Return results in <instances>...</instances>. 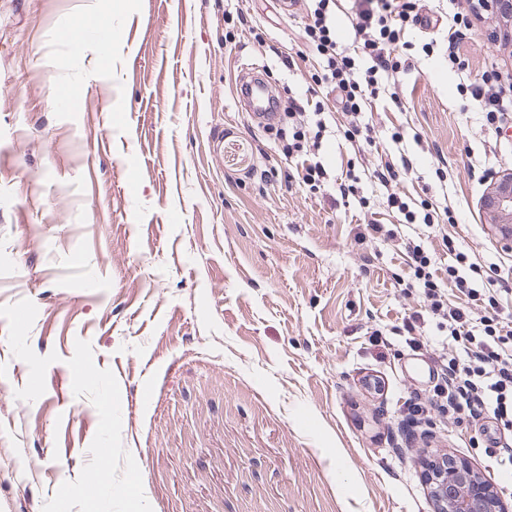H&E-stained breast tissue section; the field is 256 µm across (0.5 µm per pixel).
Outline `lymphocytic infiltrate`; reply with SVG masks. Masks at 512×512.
Returning a JSON list of instances; mask_svg holds the SVG:
<instances>
[{
	"instance_id": "f902f5d3",
	"label": "lymphocytic infiltrate",
	"mask_w": 512,
	"mask_h": 512,
	"mask_svg": "<svg viewBox=\"0 0 512 512\" xmlns=\"http://www.w3.org/2000/svg\"><path fill=\"white\" fill-rule=\"evenodd\" d=\"M308 10L311 21L304 33L319 59L313 79L334 99L329 103L315 101L309 110L298 99L288 98L287 116L299 124L306 116H315V125L321 130L325 127L322 115L331 107L350 117L358 139L375 145L378 132L372 122L366 121L365 114L379 94L380 82L409 66L398 49L420 21L418 0H359L353 22L356 49L351 53L342 48L336 37L334 0H310ZM498 79L497 73L486 71L469 86L473 104L484 112L490 125L498 122L506 110L497 90ZM318 149V144L308 143L305 133L299 130L284 147L285 153L300 157L298 180L312 188L321 186L327 176L322 162L311 157ZM396 175L393 163L384 160L371 173L374 181L388 191V209L408 224L419 220L432 223V214L417 216L407 201L392 192ZM408 252L432 313L448 324V342L453 348L434 387L435 405L453 421L476 424L488 443H495L496 431L488 426V419L512 422V315L503 314L496 289L472 284L470 274L477 265L466 262L464 255H456L448 277L481 308L478 317L444 303L430 260L420 245L410 246Z\"/></svg>"
}]
</instances>
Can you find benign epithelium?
Returning <instances> with one entry per match:
<instances>
[{"mask_svg":"<svg viewBox=\"0 0 512 512\" xmlns=\"http://www.w3.org/2000/svg\"><path fill=\"white\" fill-rule=\"evenodd\" d=\"M484 208L512 240V170H506L485 195ZM435 512H512V506L490 493L487 483L475 478L469 465L457 462L452 470L435 469L429 475Z\"/></svg>","mask_w":512,"mask_h":512,"instance_id":"7a95c632","label":"benign epithelium"}]
</instances>
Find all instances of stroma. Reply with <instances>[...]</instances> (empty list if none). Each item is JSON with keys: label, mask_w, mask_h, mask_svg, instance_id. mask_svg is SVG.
Here are the masks:
<instances>
[{"label": "stroma", "mask_w": 512, "mask_h": 512, "mask_svg": "<svg viewBox=\"0 0 512 512\" xmlns=\"http://www.w3.org/2000/svg\"><path fill=\"white\" fill-rule=\"evenodd\" d=\"M421 3L439 24L408 33L369 119L404 135L396 192L449 224H393L368 182L362 203L300 185L291 122L237 105L246 66L308 97L303 2L0 0V512H434L422 461L446 456L512 503V426L493 446L435 412L403 422L447 334L409 243L512 275L483 207L512 110L489 126L468 93L493 70L512 100V22L472 19L453 63L468 0ZM100 20L110 50L74 48ZM326 122L330 176L373 167L342 113ZM375 220L392 239L365 236ZM104 446L113 487L89 497Z\"/></svg>", "instance_id": "stroma-1"}]
</instances>
